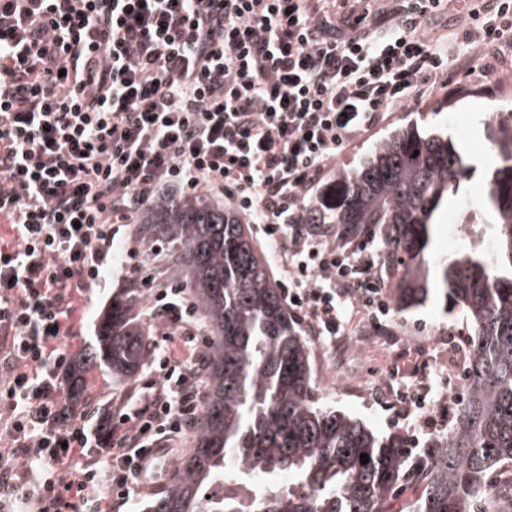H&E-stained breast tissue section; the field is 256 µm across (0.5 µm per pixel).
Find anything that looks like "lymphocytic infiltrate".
Segmentation results:
<instances>
[{"label": "lymphocytic infiltrate", "mask_w": 512, "mask_h": 512, "mask_svg": "<svg viewBox=\"0 0 512 512\" xmlns=\"http://www.w3.org/2000/svg\"><path fill=\"white\" fill-rule=\"evenodd\" d=\"M509 51L512 0H0V512H119L146 452L196 428V310L139 249H114L159 188L224 197L281 245L280 286L317 335L356 312L380 325L373 258L336 247L307 202L386 113L452 93L454 63L492 76ZM115 265L147 292L156 376L79 408L64 342ZM397 403L426 413L410 448L448 414Z\"/></svg>", "instance_id": "obj_1"}]
</instances>
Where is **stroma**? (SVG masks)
Returning a JSON list of instances; mask_svg holds the SVG:
<instances>
[{
    "label": "stroma",
    "instance_id": "35a3bbf8",
    "mask_svg": "<svg viewBox=\"0 0 512 512\" xmlns=\"http://www.w3.org/2000/svg\"><path fill=\"white\" fill-rule=\"evenodd\" d=\"M498 70L497 79L484 82L457 72L459 93L436 94L407 111L387 113L375 129L345 148L336 160L337 170L353 167L377 141L412 120L446 129L470 159L473 170L458 195L449 197L443 225L434 238L435 250L444 254L468 246V237L455 227L457 213L465 203L474 210L481 208L485 178L497 161L489 141L490 125L497 113L512 112V60H500ZM133 242L144 253L149 271L157 278L181 280L180 270L172 259V247L165 240L151 241L137 236ZM118 296L132 300L135 321L147 329L150 340H157L158 330L150 317L146 298L138 291L123 288L119 275L112 274L107 276L105 285L91 290L78 302L81 333L66 341L72 357L86 353L96 335L99 315ZM469 336L470 325L461 309L449 307L438 295L430 296L426 304L408 311L390 310L375 333L370 332L365 318H355L339 335L309 336L312 370L317 373L330 369L337 363L339 348L356 346L362 355L358 367L367 378L368 388L347 395L319 379L314 389L318 398L362 420L379 437L406 434L416 428L418 417L413 414L406 420L396 421L393 405L397 393L422 389L427 400L433 401L447 393L449 382H463ZM398 360L404 366L394 377L390 369ZM154 376L151 362L146 361L132 378L122 382L113 380L105 368L95 369L88 377V384L94 396L116 399L140 390Z\"/></svg>",
    "mask_w": 512,
    "mask_h": 512
}]
</instances>
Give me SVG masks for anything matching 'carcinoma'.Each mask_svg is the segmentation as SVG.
I'll use <instances>...</instances> for the list:
<instances>
[{
	"instance_id": "carcinoma-1",
	"label": "carcinoma",
	"mask_w": 512,
	"mask_h": 512,
	"mask_svg": "<svg viewBox=\"0 0 512 512\" xmlns=\"http://www.w3.org/2000/svg\"><path fill=\"white\" fill-rule=\"evenodd\" d=\"M489 138L499 161L487 177L488 249L434 254L441 210L472 166L447 133L414 122L339 172L311 209L336 225L338 241L377 243L381 266L396 275L399 310L425 304L436 290L469 318L466 398L423 466L412 512H489L490 478L512 466V113ZM139 232L174 246L212 333L196 446L150 512H386L407 479L401 439H380L314 399L311 347L249 226L194 195L151 205ZM132 310L117 300L101 315L97 344L70 369L77 397L95 363L116 380L139 369L148 341ZM219 479L237 488L206 497Z\"/></svg>"
}]
</instances>
